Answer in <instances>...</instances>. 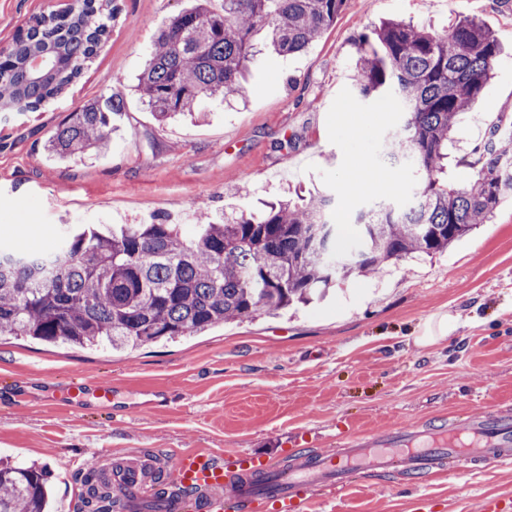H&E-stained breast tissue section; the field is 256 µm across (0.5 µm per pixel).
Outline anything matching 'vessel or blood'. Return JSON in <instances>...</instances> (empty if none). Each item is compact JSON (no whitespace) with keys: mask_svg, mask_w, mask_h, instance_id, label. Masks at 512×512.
Instances as JSON below:
<instances>
[{"mask_svg":"<svg viewBox=\"0 0 512 512\" xmlns=\"http://www.w3.org/2000/svg\"><path fill=\"white\" fill-rule=\"evenodd\" d=\"M90 389L104 399L110 395L108 385L75 379L67 385L65 404L75 406ZM462 454L476 469L511 465L512 415L496 411L448 424L434 420L380 438L342 428L335 449L303 445L289 465L242 450L187 451L171 463L111 449L94 467L106 476L118 512H307L315 496L344 487L352 474L383 477L398 470L419 484Z\"/></svg>","mask_w":512,"mask_h":512,"instance_id":"obj_1","label":"vessel or blood"}]
</instances>
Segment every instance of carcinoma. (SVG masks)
I'll return each mask as SVG.
<instances>
[{"label": "carcinoma", "mask_w": 512, "mask_h": 512, "mask_svg": "<svg viewBox=\"0 0 512 512\" xmlns=\"http://www.w3.org/2000/svg\"><path fill=\"white\" fill-rule=\"evenodd\" d=\"M223 2L218 11L196 0L158 32L137 85L158 121L191 115L205 98L246 97L244 72L265 47L305 50L345 0ZM117 10L114 0H71L61 12L29 20L0 54V110L22 103L36 111L65 91L96 57ZM46 51L54 60L36 77L25 63ZM356 53L358 94L399 100L403 121L385 156L416 167L411 204L360 214L354 246L342 252L327 195L301 205L281 201L260 215L231 214L197 225L192 237L157 220L106 233L69 229L46 259L0 249V337L114 350L175 340L322 297L388 262L446 250L488 223L512 192L505 167L512 152L502 149L512 130L493 129L481 167L462 183L448 182V140L458 114L495 74L501 46L494 33L475 19L440 33L389 19L356 41ZM121 106L111 95L83 105L45 148L60 160L107 150ZM49 497L47 467L0 465V512H45ZM81 512H113L112 502L93 491Z\"/></svg>", "instance_id": "1"}]
</instances>
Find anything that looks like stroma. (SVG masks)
Returning a JSON list of instances; mask_svg holds the SVG:
<instances>
[{
    "label": "stroma",
    "instance_id": "stroma-1",
    "mask_svg": "<svg viewBox=\"0 0 512 512\" xmlns=\"http://www.w3.org/2000/svg\"><path fill=\"white\" fill-rule=\"evenodd\" d=\"M63 2L0 0V50ZM117 4L109 37L65 93L38 111L0 112L2 246L46 251L65 226L136 224L146 211L190 236L199 212L218 220L316 192L335 197L342 224L372 203L405 201L417 188L413 167L383 158L401 114L392 97L360 98L351 81L355 38L390 18L437 31L476 18L502 44L495 77L457 118L450 177H469L492 124L512 125V0H346L306 50L261 56L246 100H207L202 119L165 124L131 87L158 31L190 0ZM104 94L122 102L109 149L49 157L57 125ZM443 316L450 339L418 345ZM75 378L114 385L125 414L93 400L64 407L57 387ZM149 388L167 391L169 405L141 408ZM486 409L512 412V194L491 223L444 252L349 278L307 306L122 352L0 338V456L48 467L50 512H74L70 459L106 448L243 449L277 462L305 437L329 449L340 426L380 437ZM490 494L512 497V465L470 472L461 462L418 487L398 473L356 474L312 512H413L421 495L437 512H479Z\"/></svg>",
    "mask_w": 512,
    "mask_h": 512
}]
</instances>
